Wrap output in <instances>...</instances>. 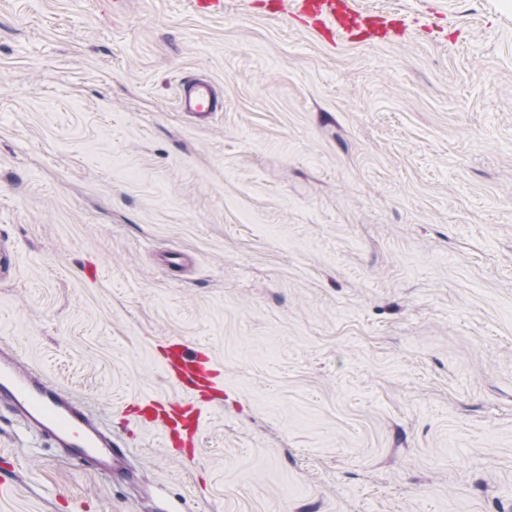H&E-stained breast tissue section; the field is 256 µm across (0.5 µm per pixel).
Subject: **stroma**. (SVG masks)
<instances>
[{"instance_id":"1","label":"stroma","mask_w":512,"mask_h":512,"mask_svg":"<svg viewBox=\"0 0 512 512\" xmlns=\"http://www.w3.org/2000/svg\"><path fill=\"white\" fill-rule=\"evenodd\" d=\"M269 2L0 0V347L131 474L0 407V512H512V0L333 47ZM176 107L181 112L209 114L224 109V99L207 79L192 78L178 85ZM206 363L207 360L201 358L198 353H195L188 347H181L175 361L171 365L170 372L182 378L209 380L207 377L209 369Z\"/></svg>"}]
</instances>
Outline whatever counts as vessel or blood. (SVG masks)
<instances>
[{
    "label": "vessel or blood",
    "instance_id": "1",
    "mask_svg": "<svg viewBox=\"0 0 512 512\" xmlns=\"http://www.w3.org/2000/svg\"><path fill=\"white\" fill-rule=\"evenodd\" d=\"M295 16L311 20L315 27L341 41L363 36L386 37L388 28L378 16L358 10L353 0H291ZM179 111L209 114L224 109V100L207 79L192 78L178 85ZM183 378L206 379L208 368L198 353L182 348L170 368ZM0 406L8 407L35 437L64 449L68 458L112 474L119 469L125 451L111 434L77 405L59 385L24 368L17 354L0 350Z\"/></svg>",
    "mask_w": 512,
    "mask_h": 512
}]
</instances>
